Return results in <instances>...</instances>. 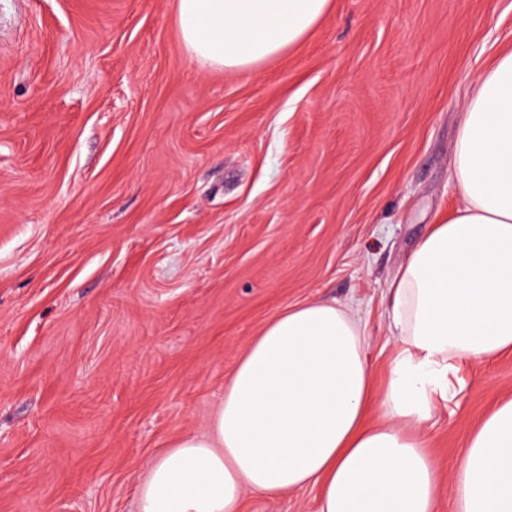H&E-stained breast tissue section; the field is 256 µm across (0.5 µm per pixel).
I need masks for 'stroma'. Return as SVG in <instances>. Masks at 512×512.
<instances>
[{
    "label": "stroma",
    "mask_w": 512,
    "mask_h": 512,
    "mask_svg": "<svg viewBox=\"0 0 512 512\" xmlns=\"http://www.w3.org/2000/svg\"><path fill=\"white\" fill-rule=\"evenodd\" d=\"M175 3L0 0V512H136L290 305L357 307L384 381L388 280L512 50V0H335L293 53L217 71ZM504 398L512 354L462 369L425 426L441 477Z\"/></svg>",
    "instance_id": "1"
}]
</instances>
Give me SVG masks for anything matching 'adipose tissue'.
Wrapping results in <instances>:
<instances>
[{
    "label": "adipose tissue",
    "mask_w": 512,
    "mask_h": 512,
    "mask_svg": "<svg viewBox=\"0 0 512 512\" xmlns=\"http://www.w3.org/2000/svg\"><path fill=\"white\" fill-rule=\"evenodd\" d=\"M332 0H176L188 58L252 71L297 48ZM451 215L430 225L387 288L398 340L377 385L352 308L312 300L244 347L207 431L146 466L138 512H242L253 495L320 490L318 512H512V399L441 480L423 431L463 366L512 353V51L477 79L453 145Z\"/></svg>",
    "instance_id": "adipose-tissue-1"
}]
</instances>
